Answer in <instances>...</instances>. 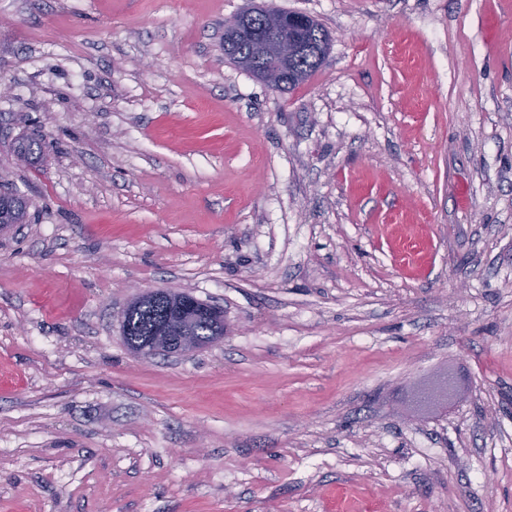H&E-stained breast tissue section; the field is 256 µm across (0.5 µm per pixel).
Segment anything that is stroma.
Segmentation results:
<instances>
[{"mask_svg":"<svg viewBox=\"0 0 512 512\" xmlns=\"http://www.w3.org/2000/svg\"><path fill=\"white\" fill-rule=\"evenodd\" d=\"M1 85L0 512H512V0H0ZM167 288L223 339L129 351ZM239 14H236L224 23V37L226 36L231 40L229 49L226 50V58L235 65L246 69L256 78L271 84L268 80L265 61L261 59L260 50L257 45L249 39L242 37L236 31ZM240 33L253 39L266 50L274 61V70L277 71L283 68V63L288 60V56L296 50V36L286 31L260 32L251 29L247 24H243ZM321 65L306 53L298 54L288 60V71L291 72V78H288V82H285L282 86H275L274 88L280 91L294 89L305 83ZM167 296L168 298H176L177 302L182 304L183 314L180 331L182 336H158L157 325L161 319L168 315L170 303L148 304L140 308L135 314L128 319L129 338L131 341L147 342L152 341L149 346L135 347L132 351L143 357L154 356L163 353L166 356H182L201 349L202 342H191L189 333L195 322V316L190 308H185L184 304L188 302L182 297L180 291L175 289H147L141 291L133 300L125 307L124 310H133L140 303L148 298H158ZM182 302V303H181Z\"/></svg>","mask_w":512,"mask_h":512,"instance_id":"stroma-1","label":"stroma"}]
</instances>
